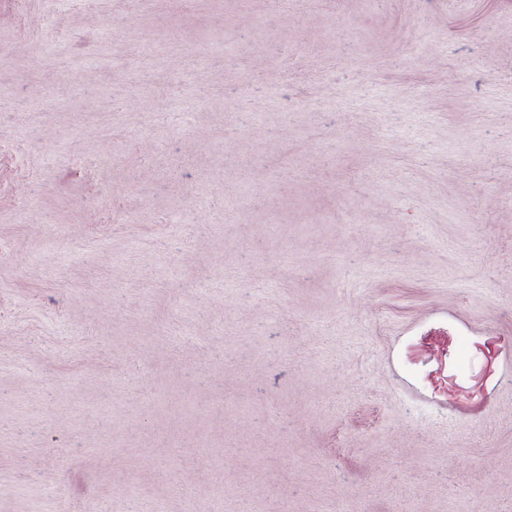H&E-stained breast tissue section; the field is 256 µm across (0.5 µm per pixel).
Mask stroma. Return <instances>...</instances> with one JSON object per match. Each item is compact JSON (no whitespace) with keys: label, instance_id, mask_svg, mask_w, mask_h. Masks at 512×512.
<instances>
[{"label":"stroma","instance_id":"1","mask_svg":"<svg viewBox=\"0 0 512 512\" xmlns=\"http://www.w3.org/2000/svg\"><path fill=\"white\" fill-rule=\"evenodd\" d=\"M0 512H512V0H0Z\"/></svg>","mask_w":512,"mask_h":512}]
</instances>
